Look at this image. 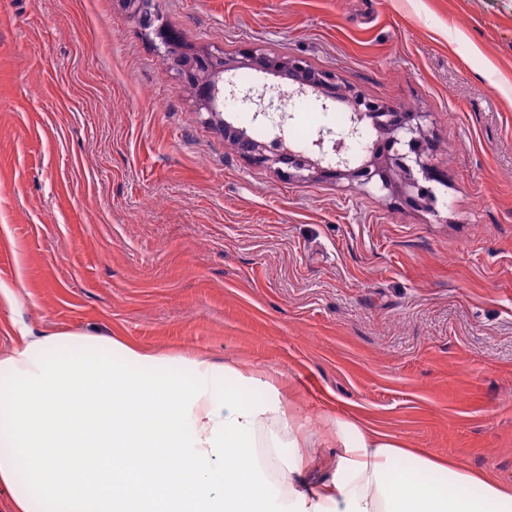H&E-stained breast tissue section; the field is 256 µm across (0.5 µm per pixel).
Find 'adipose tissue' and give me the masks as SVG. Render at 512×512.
Wrapping results in <instances>:
<instances>
[{"instance_id":"ef3b65f1","label":"adipose tissue","mask_w":512,"mask_h":512,"mask_svg":"<svg viewBox=\"0 0 512 512\" xmlns=\"http://www.w3.org/2000/svg\"><path fill=\"white\" fill-rule=\"evenodd\" d=\"M82 331L0 355V487L8 512H512V487L337 417L328 482L272 383Z\"/></svg>"}]
</instances>
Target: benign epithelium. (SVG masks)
<instances>
[{"instance_id": "obj_1", "label": "benign epithelium", "mask_w": 512, "mask_h": 512, "mask_svg": "<svg viewBox=\"0 0 512 512\" xmlns=\"http://www.w3.org/2000/svg\"><path fill=\"white\" fill-rule=\"evenodd\" d=\"M160 45L178 76L195 87L201 108L224 128V139L236 143L238 152L252 165L272 169L284 180L304 175L332 181L348 178L381 191L398 190L405 203L412 207L433 209L437 205L436 191L430 185L434 176L423 160L420 113L405 112L396 106L370 100L351 88L345 89L334 72L314 68L300 57L284 58L245 46L232 56L223 52L193 55L194 70L189 74L183 65L185 56L180 47L165 39ZM245 66L273 75L286 66L291 82H279L272 88L265 84L243 87L226 77L229 72ZM310 95L317 97L325 111L343 95L350 112L344 131L323 128L310 144L299 149L288 134L291 115L281 111V103L286 98L298 101ZM231 110L251 112L255 120L278 114V119L273 121L277 129L276 147L271 149L265 143L250 139L244 130L225 121L223 112ZM368 120L378 133L371 144L362 136V128Z\"/></svg>"}]
</instances>
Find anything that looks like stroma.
I'll return each instance as SVG.
<instances>
[{
	"mask_svg": "<svg viewBox=\"0 0 512 512\" xmlns=\"http://www.w3.org/2000/svg\"><path fill=\"white\" fill-rule=\"evenodd\" d=\"M425 117L436 209L225 147L124 0H0V354L112 334L274 383L512 485V0H156Z\"/></svg>",
	"mask_w": 512,
	"mask_h": 512,
	"instance_id": "stroma-1",
	"label": "stroma"
}]
</instances>
